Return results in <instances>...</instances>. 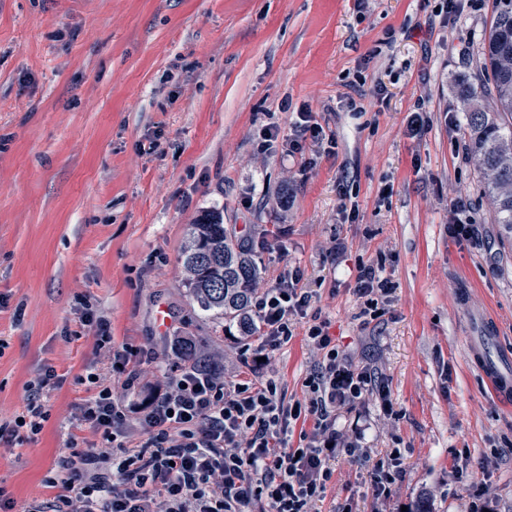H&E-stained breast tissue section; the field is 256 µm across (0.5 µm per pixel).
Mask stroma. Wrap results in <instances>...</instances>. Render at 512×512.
Listing matches in <instances>:
<instances>
[{
    "instance_id": "obj_1",
    "label": "stroma",
    "mask_w": 512,
    "mask_h": 512,
    "mask_svg": "<svg viewBox=\"0 0 512 512\" xmlns=\"http://www.w3.org/2000/svg\"><path fill=\"white\" fill-rule=\"evenodd\" d=\"M491 4L448 23L446 0H0V422L23 412L39 374L58 379L40 434L0 438L16 505L53 500L68 441L101 445L80 408L117 379L113 348L154 356L136 404L172 376L174 336L241 370L238 324L199 310L180 261L190 224L217 209L250 241L261 287L300 271L310 314L378 369L394 403L391 416L370 399L341 415L345 430L365 426V456H337L315 512L348 500L376 512L368 472L396 446L392 512H467L471 485L512 512V407L472 359L489 316L490 350H512V241L467 155L457 96L480 68ZM305 108L326 136L292 157ZM459 196L473 244L448 234ZM377 263L393 291L365 324L355 274ZM304 334L263 368L293 400L316 364Z\"/></svg>"
}]
</instances>
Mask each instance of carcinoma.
Returning a JSON list of instances; mask_svg holds the SVG:
<instances>
[{
    "mask_svg": "<svg viewBox=\"0 0 512 512\" xmlns=\"http://www.w3.org/2000/svg\"><path fill=\"white\" fill-rule=\"evenodd\" d=\"M478 84L457 90L467 105L470 152L490 201L494 223L512 233V0H493L489 31L481 47ZM181 261L186 288L203 312L237 320L259 334L249 311L260 269L253 253L224 228L219 210L206 211L190 225Z\"/></svg>",
    "mask_w": 512,
    "mask_h": 512,
    "instance_id": "carcinoma-1",
    "label": "carcinoma"
}]
</instances>
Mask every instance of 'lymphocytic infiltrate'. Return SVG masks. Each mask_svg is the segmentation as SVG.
Here are the masks:
<instances>
[{
    "instance_id": "lymphocytic-infiltrate-1",
    "label": "lymphocytic infiltrate",
    "mask_w": 512,
    "mask_h": 512,
    "mask_svg": "<svg viewBox=\"0 0 512 512\" xmlns=\"http://www.w3.org/2000/svg\"><path fill=\"white\" fill-rule=\"evenodd\" d=\"M359 316L377 318L379 302L392 286L381 268H357ZM313 293L300 273L277 279L258 293L254 314L262 329L261 349L275 351L294 336ZM305 340L318 361L303 382L304 397L288 401L278 381L257 374L225 378L213 367H181L138 409L128 398L140 384L126 352L115 351L120 385L103 386L81 409L83 421L102 438L68 459L69 475L48 512H312L333 476L337 451L360 458V434L339 429L342 412L374 398L392 414L390 393L375 370L353 363L328 332L326 322L308 324ZM55 374L45 371L30 387L24 412L13 425H1L0 437L37 435L48 418L42 402ZM137 411L130 420L129 411ZM311 421L297 446L285 439L292 424ZM145 440L131 448V427Z\"/></svg>"
}]
</instances>
